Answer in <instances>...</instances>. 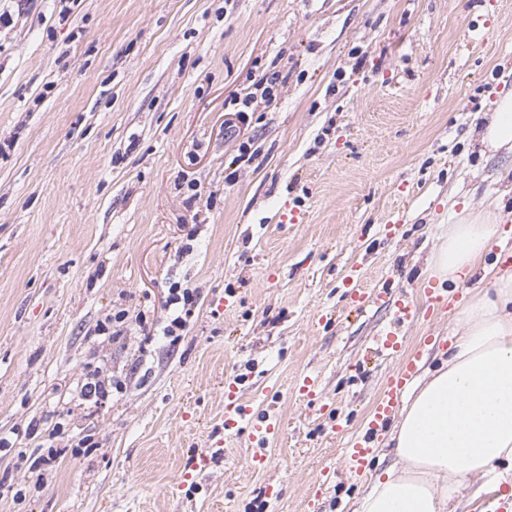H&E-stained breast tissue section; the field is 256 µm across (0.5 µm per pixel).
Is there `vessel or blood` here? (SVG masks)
Masks as SVG:
<instances>
[{
    "mask_svg": "<svg viewBox=\"0 0 512 512\" xmlns=\"http://www.w3.org/2000/svg\"><path fill=\"white\" fill-rule=\"evenodd\" d=\"M421 292L426 299V306L422 309L417 308L409 296L405 295L394 301L386 292H377L378 301L391 304L392 317L384 333L375 339L374 344L385 355L400 357L401 365L397 372L388 379L382 394L372 406L365 433L347 439L343 465L338 467L329 464L323 467L320 475L323 483H333L340 476L361 481L368 477L371 458L374 454L372 438L383 430L397 414L406 386L417 377L419 371L420 353L406 354L402 351V328L405 324L419 319L420 315L437 316L448 311L446 289L431 283L422 287ZM244 428L248 429L250 440L259 445L258 450H255L252 455L253 465H264L266 456L262 447L278 436L280 426L276 420L255 414L252 406L241 403L237 383H226L224 386V430L233 434Z\"/></svg>",
    "mask_w": 512,
    "mask_h": 512,
    "instance_id": "obj_1",
    "label": "vessel or blood"
}]
</instances>
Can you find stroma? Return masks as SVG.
Listing matches in <instances>:
<instances>
[{
    "instance_id": "stroma-1",
    "label": "stroma",
    "mask_w": 512,
    "mask_h": 512,
    "mask_svg": "<svg viewBox=\"0 0 512 512\" xmlns=\"http://www.w3.org/2000/svg\"><path fill=\"white\" fill-rule=\"evenodd\" d=\"M0 9V512H354L369 481L322 492L318 473L399 364L368 349L391 316L375 292L415 294L466 208L502 206L512 251V153L485 151L475 121L512 91V0ZM275 71V99L238 115ZM173 286L197 293L185 330L144 342ZM452 329L415 321L406 346L435 336L434 367ZM89 369L122 392L80 400ZM228 380L279 419L265 468L224 433Z\"/></svg>"
}]
</instances>
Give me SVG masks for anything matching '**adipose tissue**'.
Returning <instances> with one entry per match:
<instances>
[{
  "label": "adipose tissue",
  "instance_id": "adipose-tissue-1",
  "mask_svg": "<svg viewBox=\"0 0 512 512\" xmlns=\"http://www.w3.org/2000/svg\"><path fill=\"white\" fill-rule=\"evenodd\" d=\"M481 142L512 151V92L499 97ZM501 208L462 215L433 260L435 276L489 281L455 314L448 358L418 383L391 440L398 466L380 472L356 512H448L469 480L512 497V271L485 263Z\"/></svg>",
  "mask_w": 512,
  "mask_h": 512
}]
</instances>
